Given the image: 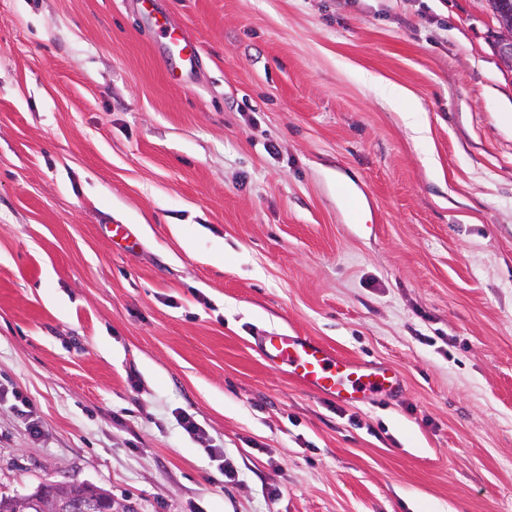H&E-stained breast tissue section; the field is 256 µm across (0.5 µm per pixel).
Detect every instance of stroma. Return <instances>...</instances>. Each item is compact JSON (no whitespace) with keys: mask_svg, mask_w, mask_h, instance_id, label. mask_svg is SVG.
Here are the masks:
<instances>
[{"mask_svg":"<svg viewBox=\"0 0 512 512\" xmlns=\"http://www.w3.org/2000/svg\"><path fill=\"white\" fill-rule=\"evenodd\" d=\"M127 2L0 0V491L512 512V74L481 0H157L196 70ZM280 329L401 393L308 392L256 348Z\"/></svg>","mask_w":512,"mask_h":512,"instance_id":"35a3bbf8","label":"stroma"}]
</instances>
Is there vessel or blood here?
Listing matches in <instances>:
<instances>
[{"label": "vessel or blood", "instance_id": "1", "mask_svg": "<svg viewBox=\"0 0 512 512\" xmlns=\"http://www.w3.org/2000/svg\"><path fill=\"white\" fill-rule=\"evenodd\" d=\"M154 25L164 30L168 48L185 57L188 64L197 62L199 51L189 39L168 28L166 20H155ZM258 350L268 363L286 367L305 389L332 400L367 403L397 393L401 387L393 369L343 357L309 336L285 330L268 332L259 337Z\"/></svg>", "mask_w": 512, "mask_h": 512}]
</instances>
